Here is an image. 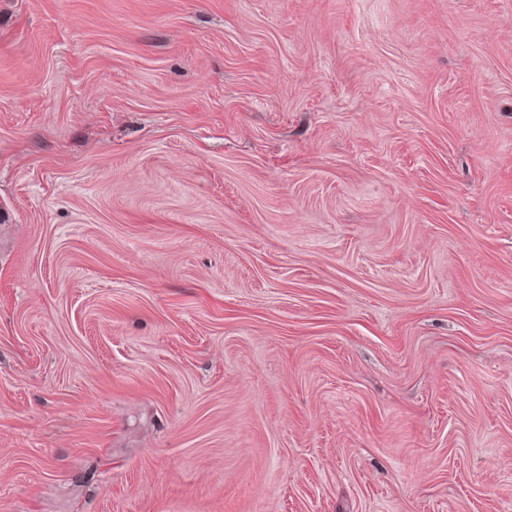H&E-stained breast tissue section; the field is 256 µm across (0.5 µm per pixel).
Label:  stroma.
I'll use <instances>...</instances> for the list:
<instances>
[{"label":"stroma","mask_w":512,"mask_h":512,"mask_svg":"<svg viewBox=\"0 0 512 512\" xmlns=\"http://www.w3.org/2000/svg\"><path fill=\"white\" fill-rule=\"evenodd\" d=\"M0 512H512V0H0Z\"/></svg>","instance_id":"stroma-1"}]
</instances>
